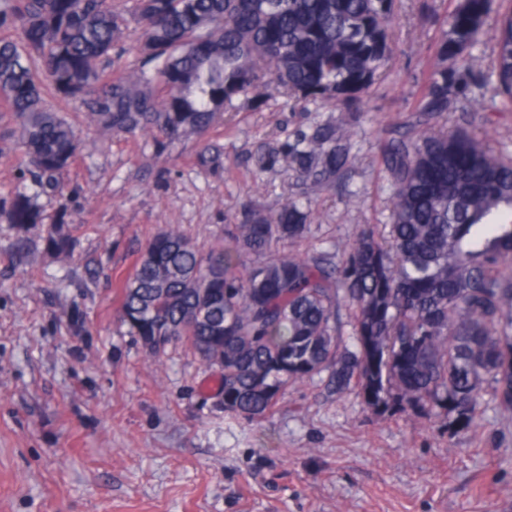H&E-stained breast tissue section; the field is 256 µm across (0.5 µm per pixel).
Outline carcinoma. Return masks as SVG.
Listing matches in <instances>:
<instances>
[{
	"instance_id": "1",
	"label": "carcinoma",
	"mask_w": 512,
	"mask_h": 512,
	"mask_svg": "<svg viewBox=\"0 0 512 512\" xmlns=\"http://www.w3.org/2000/svg\"><path fill=\"white\" fill-rule=\"evenodd\" d=\"M394 9L395 0H0V31L19 34L0 38V102L19 121L34 187L16 190L9 223L42 230L48 254L72 256L67 205L45 225L35 203L61 193L78 151L74 120L48 109L46 94L105 134L152 127L162 150L202 136L241 98L256 108L277 94L350 109L389 61ZM132 23L144 34L141 65L111 79ZM489 23L484 72L473 49ZM459 59L479 73L477 89H493V109L512 111V10L459 0L442 22L416 125L453 104L448 62ZM353 134L348 124L319 125L283 155L303 181L323 185L348 165ZM382 162L394 181L390 224L361 227L338 261L276 249L309 230L291 203L248 213L232 251L155 235L124 288L130 332L153 353L186 340L219 368L224 410L252 420L314 379L331 395L355 393L381 418L438 423L450 438L490 405L512 412V159L465 131L420 130L390 140Z\"/></svg>"
}]
</instances>
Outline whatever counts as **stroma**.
Masks as SVG:
<instances>
[{
  "label": "stroma",
  "mask_w": 512,
  "mask_h": 512,
  "mask_svg": "<svg viewBox=\"0 0 512 512\" xmlns=\"http://www.w3.org/2000/svg\"><path fill=\"white\" fill-rule=\"evenodd\" d=\"M457 3L397 0L391 59L352 111L281 96L241 104L203 139L161 152L155 129L104 136L83 125L65 200L39 199L48 224L68 208L70 258L48 256L34 234L19 245L0 217V512H512V419L494 408L452 439L307 381L250 420L203 390L218 371L186 342L150 354L120 319L124 286L158 232L231 250L248 210L293 202L310 214L294 250L339 258L362 225L388 223L393 179L381 154L417 120L440 35L420 16ZM492 96L458 94L430 124L512 157V112L491 111ZM328 122L356 134L335 183L315 187L282 148ZM16 125L0 112V204L26 163Z\"/></svg>",
  "instance_id": "35a3bbf8"
}]
</instances>
